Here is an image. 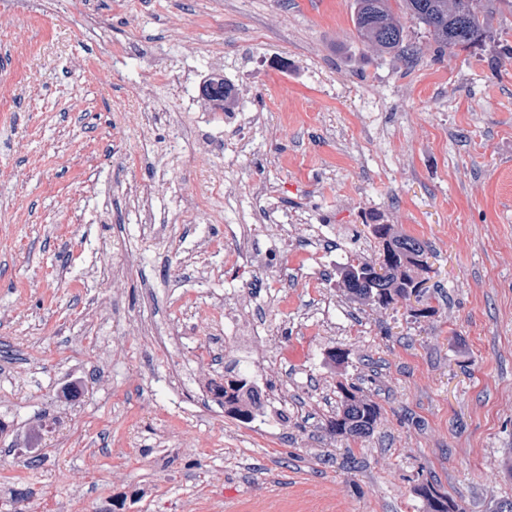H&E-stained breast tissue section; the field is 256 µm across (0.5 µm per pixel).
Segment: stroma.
Listing matches in <instances>:
<instances>
[{
  "mask_svg": "<svg viewBox=\"0 0 512 512\" xmlns=\"http://www.w3.org/2000/svg\"><path fill=\"white\" fill-rule=\"evenodd\" d=\"M491 8L467 52L396 13L409 63L358 38L355 0H0V512H118L138 485L131 512L512 497V8ZM159 61L176 82L141 91ZM214 73L236 120L187 105ZM213 181L236 187L219 224L178 197ZM374 224L431 246L420 299L345 295ZM228 225L278 256L243 296L205 249ZM230 360L264 383L253 422L224 414ZM348 383L379 421L345 444L325 425Z\"/></svg>",
  "mask_w": 512,
  "mask_h": 512,
  "instance_id": "obj_1",
  "label": "stroma"
}]
</instances>
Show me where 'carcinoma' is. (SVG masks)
Instances as JSON below:
<instances>
[{"label":"carcinoma","instance_id":"cac0c4a2","mask_svg":"<svg viewBox=\"0 0 512 512\" xmlns=\"http://www.w3.org/2000/svg\"><path fill=\"white\" fill-rule=\"evenodd\" d=\"M411 19L422 24L442 50L468 49L487 33L488 0H397ZM354 25L359 36L383 52H398L407 58L416 55L414 46L404 43L403 28L394 23L390 0H357ZM206 99L229 110L231 97L224 79H212L204 89ZM381 248L376 257L350 260L343 274L346 296L360 303L386 309L399 299H408L421 290L419 274L429 270L431 248L413 236L396 232L391 224L370 225ZM342 411L331 423V433L346 440L369 437L377 423L371 400L358 394L355 386L342 388ZM245 415L256 418L264 413V402L257 393L243 397Z\"/></svg>","mask_w":512,"mask_h":512}]
</instances>
